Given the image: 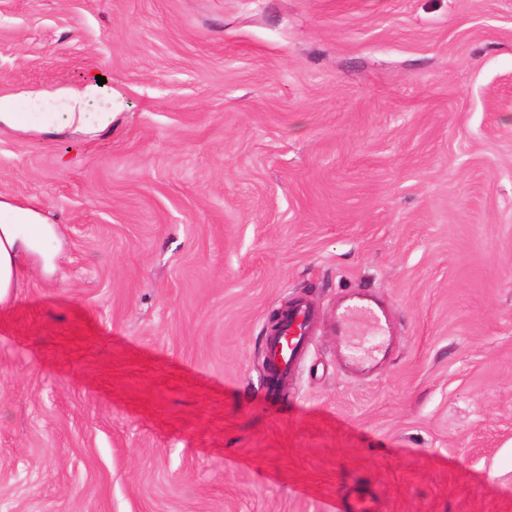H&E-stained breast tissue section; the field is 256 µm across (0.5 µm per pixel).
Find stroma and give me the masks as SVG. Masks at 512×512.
I'll return each instance as SVG.
<instances>
[{"mask_svg":"<svg viewBox=\"0 0 512 512\" xmlns=\"http://www.w3.org/2000/svg\"><path fill=\"white\" fill-rule=\"evenodd\" d=\"M1 72L64 247L0 304V512H512V0H0ZM97 88L95 78H91L79 89H62L60 91V94L70 102L72 107L73 112H68L69 118L66 127L74 128L73 132L88 133L90 131L89 126L85 123L84 112L75 111L76 109L80 110L86 100L96 95ZM360 321L373 323L378 331V336L383 333V315L381 312L367 303L361 296H352L336 313L337 335L346 340L353 336L356 325ZM288 312V307L282 310L270 325V334L278 329L282 317ZM313 318L312 311L301 305L288 312V321L285 322V335L289 336L288 345L284 343H272L269 350L275 360L278 361L283 373L287 376L292 373L297 359L301 356L305 345L306 329ZM301 331V332H300Z\"/></svg>","mask_w":512,"mask_h":512,"instance_id":"obj_1","label":"stroma"}]
</instances>
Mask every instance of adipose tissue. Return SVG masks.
<instances>
[{
    "mask_svg": "<svg viewBox=\"0 0 512 512\" xmlns=\"http://www.w3.org/2000/svg\"><path fill=\"white\" fill-rule=\"evenodd\" d=\"M60 232L37 210L0 200V304L20 286L29 264L53 273Z\"/></svg>",
    "mask_w": 512,
    "mask_h": 512,
    "instance_id": "obj_1",
    "label": "adipose tissue"
}]
</instances>
